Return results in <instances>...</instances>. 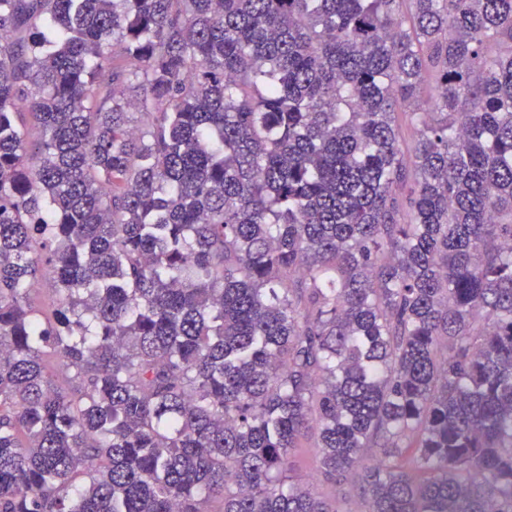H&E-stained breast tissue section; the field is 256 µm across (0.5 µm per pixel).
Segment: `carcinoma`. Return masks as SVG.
<instances>
[{"label": "carcinoma", "instance_id": "carcinoma-1", "mask_svg": "<svg viewBox=\"0 0 512 512\" xmlns=\"http://www.w3.org/2000/svg\"><path fill=\"white\" fill-rule=\"evenodd\" d=\"M1 33L0 512H512V0ZM315 448H296L294 453V474L313 489L329 498L336 494L335 487L323 476L318 468Z\"/></svg>", "mask_w": 512, "mask_h": 512}]
</instances>
